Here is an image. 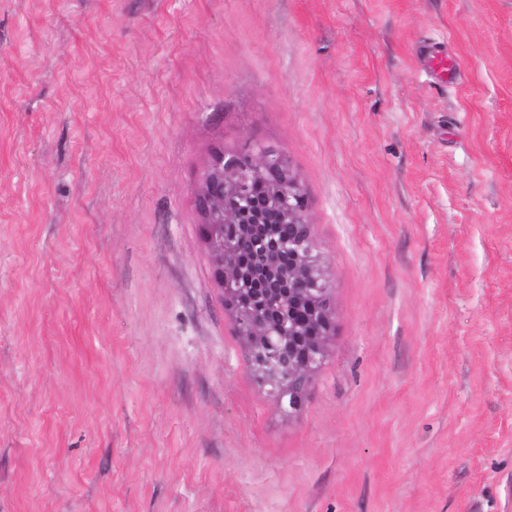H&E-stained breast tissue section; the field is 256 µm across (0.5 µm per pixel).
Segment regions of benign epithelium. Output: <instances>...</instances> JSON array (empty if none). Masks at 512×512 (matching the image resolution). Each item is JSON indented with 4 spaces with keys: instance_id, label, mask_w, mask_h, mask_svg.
<instances>
[{
    "instance_id": "7a95c632",
    "label": "benign epithelium",
    "mask_w": 512,
    "mask_h": 512,
    "mask_svg": "<svg viewBox=\"0 0 512 512\" xmlns=\"http://www.w3.org/2000/svg\"><path fill=\"white\" fill-rule=\"evenodd\" d=\"M198 202L215 278L251 363L280 408L298 413L335 321L330 279L311 252L302 185L281 154L256 146L227 159L218 155L202 177ZM303 297L312 317L283 325L281 312Z\"/></svg>"
}]
</instances>
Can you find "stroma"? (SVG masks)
Here are the masks:
<instances>
[{
  "label": "stroma",
  "mask_w": 512,
  "mask_h": 512,
  "mask_svg": "<svg viewBox=\"0 0 512 512\" xmlns=\"http://www.w3.org/2000/svg\"><path fill=\"white\" fill-rule=\"evenodd\" d=\"M257 143L331 279L292 415L200 234ZM0 512H512V0H0ZM425 62L427 67L434 71L441 73L445 78H448L449 83H455L458 78V68L452 58H450L438 46H429L424 51Z\"/></svg>",
  "instance_id": "obj_1"
}]
</instances>
